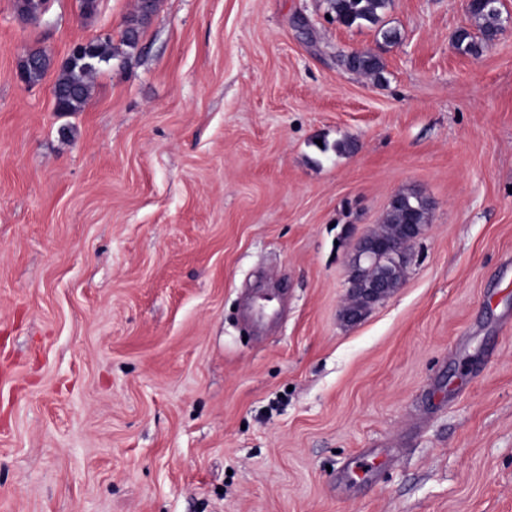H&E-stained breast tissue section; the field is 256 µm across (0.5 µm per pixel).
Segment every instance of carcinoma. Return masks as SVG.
I'll list each match as a JSON object with an SVG mask.
<instances>
[{"instance_id":"obj_1","label":"carcinoma","mask_w":512,"mask_h":512,"mask_svg":"<svg viewBox=\"0 0 512 512\" xmlns=\"http://www.w3.org/2000/svg\"><path fill=\"white\" fill-rule=\"evenodd\" d=\"M329 10L337 23L347 28L363 24L376 25L381 14L387 8L389 0H327ZM158 0H150L148 6L137 5V13L128 25L134 27L132 32H123L122 44L135 47L140 31L157 9ZM469 16L474 20L477 32L466 28L459 30L454 38L455 49L465 55H479L484 46L492 41L502 28L501 4L497 0H479L470 8ZM90 54L71 57L57 68L53 84L55 111L80 112L90 98V78L100 65L108 63L118 55L108 39L89 42ZM53 60L40 51L37 64L26 71L25 81L34 84L40 81L52 67ZM349 70L365 74L375 79L383 77L384 64L381 59L369 52L360 51L351 62ZM430 203L414 191L395 195L378 229L370 233L377 241H386L396 237L405 224H426L429 220Z\"/></svg>"}]
</instances>
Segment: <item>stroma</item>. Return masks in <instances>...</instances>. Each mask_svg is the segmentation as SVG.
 <instances>
[{
  "label": "stroma",
  "instance_id": "obj_1",
  "mask_svg": "<svg viewBox=\"0 0 512 512\" xmlns=\"http://www.w3.org/2000/svg\"><path fill=\"white\" fill-rule=\"evenodd\" d=\"M135 8L0 0V512H512V24L474 57L462 0H390L392 44L159 0L125 49ZM106 37L83 111L17 76ZM409 189L406 280L348 322ZM349 70L375 79H381L383 77L384 64L377 55L369 51H360L352 60ZM430 203L419 193L414 191L401 192L395 195V200L390 202L389 208L383 220V224L369 235L363 236L359 242L352 261V274L356 279L358 266L371 260L377 254L387 253L391 246L378 241H386L396 237L404 224L410 225L407 232L410 235L409 244L413 245L423 234L429 220Z\"/></svg>",
  "mask_w": 512,
  "mask_h": 512
}]
</instances>
